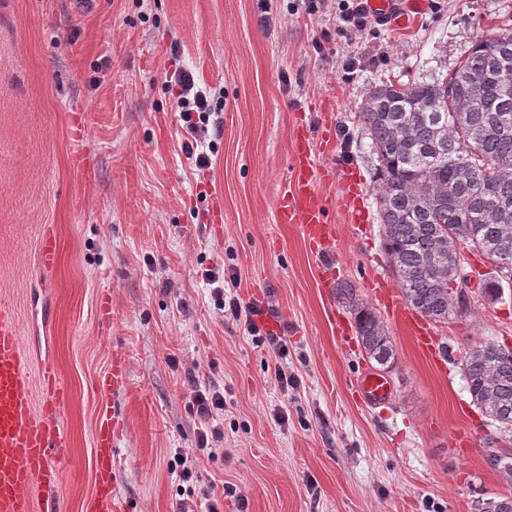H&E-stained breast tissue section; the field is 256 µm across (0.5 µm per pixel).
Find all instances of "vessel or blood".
Listing matches in <instances>:
<instances>
[{"mask_svg":"<svg viewBox=\"0 0 512 512\" xmlns=\"http://www.w3.org/2000/svg\"><path fill=\"white\" fill-rule=\"evenodd\" d=\"M373 12L393 14L395 25L409 23L412 13L423 10L426 0H369ZM313 131L298 125L294 132L292 176L282 188L276 212L279 223L295 225L314 254L330 247L334 230L326 219L320 183L334 180L336 172L317 167L311 150ZM59 259V242L54 227H45L38 245V263L52 270ZM13 278L0 273V512H60L59 486L62 466L68 461L71 438L63 413L67 391L51 362L33 371V356L25 346L14 304ZM384 306L416 341L420 352L432 363L441 364L440 350L428 326L417 319L409 306L397 300L394 290L383 292ZM126 374V359L114 354L109 369L100 376L101 388L118 386ZM39 394H32V383ZM359 395L368 403L389 401L392 388L381 374L365 373ZM122 428L108 407H100L93 435L94 486L83 504V512H125L115 485L114 453Z\"/></svg>","mask_w":512,"mask_h":512,"instance_id":"b4317fda","label":"vessel or blood"}]
</instances>
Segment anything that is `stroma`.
Segmentation results:
<instances>
[{
	"label": "stroma",
	"mask_w": 512,
	"mask_h": 512,
	"mask_svg": "<svg viewBox=\"0 0 512 512\" xmlns=\"http://www.w3.org/2000/svg\"><path fill=\"white\" fill-rule=\"evenodd\" d=\"M499 26L512 28V0H443L353 44L336 21L289 0H271L266 12L257 0H91L81 9L74 0H0V273L15 281L25 344L35 360L52 358L68 387L66 512H82L92 491L105 402L124 428L115 479L129 512H236L228 486L246 497V512H474L479 499L512 496L490 462L497 425L472 402L461 370L476 342L512 346V293L487 300L480 285L492 269L466 252L468 305L434 326L448 345L444 370L421 356L372 287L391 273L358 120L368 89L445 74ZM350 50L361 64L348 75ZM184 68L217 107L204 169L182 150L170 77ZM301 122L332 127L316 163L352 174L368 210L354 228L337 203L340 182L320 184L336 239L319 259L275 211ZM215 198L217 236L201 225ZM48 225L60 258L46 274L37 249ZM321 261L334 268L329 279L316 274ZM230 268L238 295L265 310L260 329L288 338L279 362L289 387L274 378L278 360L214 302L211 276ZM343 281L393 343V396L379 407L355 387L371 367L356 332L339 344L330 322L350 316L336 298ZM116 352L126 377L105 392L97 379ZM190 369L224 394V438L213 455L197 454L191 494L174 468L175 457L196 454ZM281 410L283 425L274 419Z\"/></svg>",
	"instance_id": "obj_1"
}]
</instances>
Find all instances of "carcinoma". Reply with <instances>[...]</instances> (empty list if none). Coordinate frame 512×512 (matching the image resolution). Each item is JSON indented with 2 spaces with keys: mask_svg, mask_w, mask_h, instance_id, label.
<instances>
[{
  "mask_svg": "<svg viewBox=\"0 0 512 512\" xmlns=\"http://www.w3.org/2000/svg\"><path fill=\"white\" fill-rule=\"evenodd\" d=\"M512 28L475 39L442 79L384 83L359 120L376 161L381 246L406 303L446 322L463 295L458 245L512 280ZM338 300L354 315L365 357L386 370L391 338L356 288ZM474 404L512 428V346L478 342L462 361Z\"/></svg>",
  "mask_w": 512,
  "mask_h": 512,
  "instance_id": "cac0c4a2",
  "label": "carcinoma"
}]
</instances>
